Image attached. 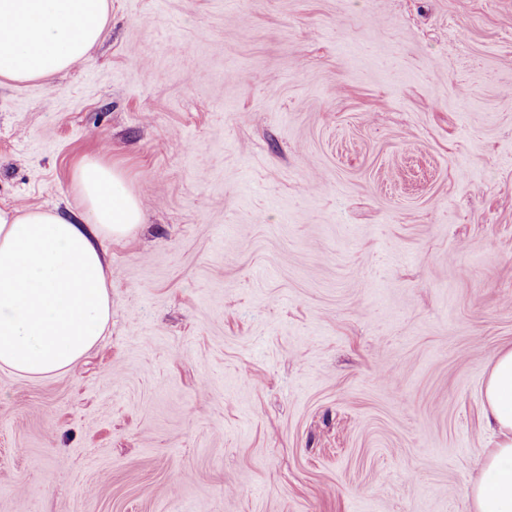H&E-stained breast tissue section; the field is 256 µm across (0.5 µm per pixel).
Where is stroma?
<instances>
[{
    "label": "stroma",
    "instance_id": "35a3bbf8",
    "mask_svg": "<svg viewBox=\"0 0 512 512\" xmlns=\"http://www.w3.org/2000/svg\"><path fill=\"white\" fill-rule=\"evenodd\" d=\"M123 169L112 316L0 368V512H472L512 346V0H111L0 80V207Z\"/></svg>",
    "mask_w": 512,
    "mask_h": 512
}]
</instances>
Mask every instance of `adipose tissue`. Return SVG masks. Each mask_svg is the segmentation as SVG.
Returning <instances> with one entry per match:
<instances>
[{"instance_id": "ef3b65f1", "label": "adipose tissue", "mask_w": 512, "mask_h": 512, "mask_svg": "<svg viewBox=\"0 0 512 512\" xmlns=\"http://www.w3.org/2000/svg\"><path fill=\"white\" fill-rule=\"evenodd\" d=\"M109 0H0V78L43 79L89 59ZM80 212L0 208V368L52 376L75 367L112 315L107 239L129 235L142 207L124 174L87 158L73 174ZM481 475L466 493L474 512H512V348L484 383Z\"/></svg>"}]
</instances>
